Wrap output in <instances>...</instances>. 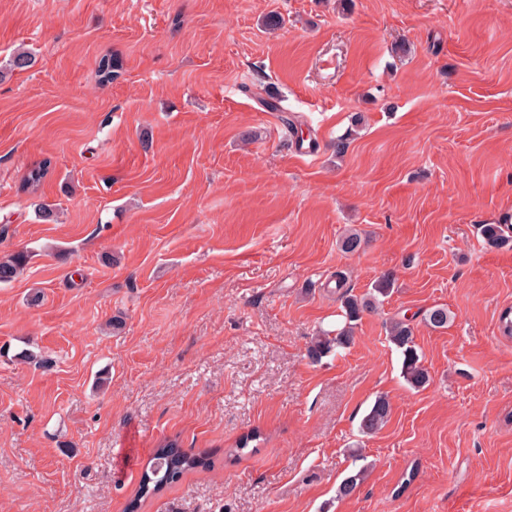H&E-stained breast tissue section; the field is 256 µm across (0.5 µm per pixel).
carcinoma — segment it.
Segmentation results:
<instances>
[{
  "instance_id": "obj_1",
  "label": "carcinoma",
  "mask_w": 512,
  "mask_h": 512,
  "mask_svg": "<svg viewBox=\"0 0 512 512\" xmlns=\"http://www.w3.org/2000/svg\"><path fill=\"white\" fill-rule=\"evenodd\" d=\"M121 68L120 61L111 57H103L97 65L99 82L108 84L117 76ZM49 173V164L44 162L29 169L23 178V189L35 191L44 182ZM478 233L490 247H504L512 242V237L506 235L503 224H480ZM29 253L26 250L15 251L0 258V284L15 281L28 264ZM391 279L387 276L379 279L373 291L358 297L348 292L345 278L338 273L335 277V288L338 300L341 301L345 324L336 330V334L323 332L314 337L308 347V356L318 361L338 349L349 347L353 341L354 325L366 313L372 312L381 299L390 294ZM448 309L435 307L426 316V323L434 329L445 328L448 325ZM389 341L400 350L402 355L401 373L405 381L413 388H421L429 381L427 370L424 368L421 356L414 342L413 327L402 319H394L389 326ZM392 408L385 397H378L370 406L360 422V432L365 435L374 434L389 421ZM210 463L201 456L180 449L175 440H165L158 445L143 469L138 487L133 497L126 505L125 512H140L145 503L176 482L183 474L206 469ZM365 468L348 476L340 484L338 493L342 497L352 495L362 480Z\"/></svg>"
}]
</instances>
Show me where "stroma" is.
I'll list each match as a JSON object with an SVG mask.
<instances>
[{"instance_id": "1", "label": "stroma", "mask_w": 512, "mask_h": 512, "mask_svg": "<svg viewBox=\"0 0 512 512\" xmlns=\"http://www.w3.org/2000/svg\"><path fill=\"white\" fill-rule=\"evenodd\" d=\"M0 68V512H123L167 438L214 467L143 512H512V0H0ZM339 271L392 293L317 362ZM506 224H481L478 225V233L484 242L490 247H504L507 246L512 237L506 235ZM29 253L26 250L15 251L0 258V284L15 281L28 264ZM389 340L402 355L401 373L413 388L424 387L429 376L414 342L413 327L402 319H393L389 326ZM392 408L387 398L379 396L370 406L360 422V432L365 435L374 434L389 421Z\"/></svg>"}]
</instances>
